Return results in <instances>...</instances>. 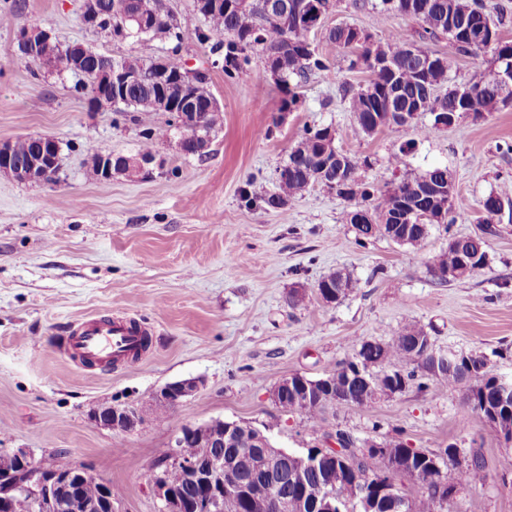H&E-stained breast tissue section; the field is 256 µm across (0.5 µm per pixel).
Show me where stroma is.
Here are the masks:
<instances>
[{
    "mask_svg": "<svg viewBox=\"0 0 512 512\" xmlns=\"http://www.w3.org/2000/svg\"><path fill=\"white\" fill-rule=\"evenodd\" d=\"M81 5L0 0V14L10 19L0 25V140L47 135L65 145L57 183L0 176V452L23 448L51 467L64 451L117 490L112 512H158L142 475L186 425L241 422L293 452L336 431L431 453L453 444L461 456L476 450L484 458L483 469L460 486L457 512H512V470L503 468L512 442L465 405L462 390L421 372L400 393L330 409L316 421L272 399L284 378H319L350 358L357 341L394 337L411 320L429 332L434 352H483L512 379V205L496 216L493 234L478 222L483 199L512 186V107L464 113L435 131L425 114L364 134L341 87L363 86L368 75L337 58L326 32L348 25L377 43L393 33L417 38L420 23L406 14L345 7L329 14L312 42L332 57L331 69L310 76L284 115V93L266 76L262 54L232 79L214 66L210 44L194 36L205 25L194 0H170L184 34L178 45L113 41L82 23ZM31 25L62 44L81 42L110 56H163L206 71L223 115L209 155L186 157L164 143L163 171L89 180L94 153H136L140 131L165 124L168 115L119 120L76 92L74 77L33 75L13 56L18 30ZM328 124L339 150L369 158L367 177L376 183L446 167L457 223L434 228L420 249L384 238L362 246L342 221L344 201L321 188L281 209L242 201L245 188L275 191L276 170L304 129ZM480 234L487 265L438 283L431 259L449 236ZM339 270L358 282L349 296L289 306V289H314ZM91 315L138 320L152 335L149 349L111 366L76 367L59 338ZM189 378L198 380L197 391L159 410L154 392ZM104 404L135 408L143 422L131 433L99 427L91 413Z\"/></svg>",
    "mask_w": 512,
    "mask_h": 512,
    "instance_id": "obj_1",
    "label": "stroma"
}]
</instances>
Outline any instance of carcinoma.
I'll list each match as a JSON object with an SVG mask.
<instances>
[{"instance_id":"cac0c4a2","label":"carcinoma","mask_w":512,"mask_h":512,"mask_svg":"<svg viewBox=\"0 0 512 512\" xmlns=\"http://www.w3.org/2000/svg\"><path fill=\"white\" fill-rule=\"evenodd\" d=\"M141 0H98L99 12L112 14L114 4L124 6L129 13L138 10ZM224 6L209 9L196 2L199 13L206 21V27L197 32L198 40L214 42L215 49L224 51V75L232 78L249 65L251 54L260 53L269 58L282 50L286 41H291L287 54L279 56L280 71L275 78L286 98L282 101V110L291 111L297 103L293 88L308 80L320 71L329 69V60L312 47L307 35L295 27L283 28L279 14L270 9V5L284 2L295 5L297 0H251L245 6L238 5L239 0H222ZM419 8L413 17L421 23L418 35L421 39H434L440 36L448 39V51L436 53L420 46L418 50L435 57L436 63L427 75L417 72L418 59L407 48L409 39L400 34L391 35L383 45V52L389 58L386 67L374 68L369 63L376 47L372 43L360 45L362 52L355 55L352 46L354 28L338 26L329 32V40L336 48V55L347 62L350 70L364 69L369 74L367 86L355 89L343 87L349 99L350 111L355 115L360 129L370 135L383 123L377 121L382 112L404 113L413 119L419 114L431 115L430 129L437 128L436 112H471L481 116L504 108L505 100L512 98V89H502L491 82V78L482 77L465 84L469 89L467 99L457 98V86L448 84V69L458 56L475 54L492 48V60L497 68L512 65V42H503L499 38L492 13L496 4L492 0H416ZM356 9L368 6L379 12L408 13V0H351ZM155 24L145 34L137 32L134 23H129L125 39L133 42L163 40L175 38L182 40L181 32L166 29V19L172 15L168 0H153ZM458 20L473 36L466 40L461 35L448 31L449 18ZM54 73L78 75L75 57L69 50L59 49L52 57ZM131 66H138L145 76L136 86L119 91L120 102H104V106L114 108L121 116L133 121L137 112H178L196 111L206 127V132L215 133L221 122V109L208 108L212 94L207 86V78L201 79L192 95L193 101L186 103V97L177 91L168 96L160 94L156 84L148 73L153 69L152 58L129 55L121 59ZM178 133L175 123L170 121L164 126L148 127L140 131V144L137 155H150L157 152V146L170 140ZM35 141L31 137H18L14 140L12 158L23 163L33 154ZM335 130L323 126L305 131L301 140L288 154V159L280 165V177L276 178V191L273 193H254L244 191V199L249 205L279 209L304 195L310 189L325 187L327 182L341 176L349 188L342 197L346 207L342 212L343 221L354 229L356 239L364 244L382 236L400 245L420 248L425 245L431 224H394L392 216L399 198L396 190L404 197L418 199L428 193L433 185L445 184L450 178L448 168L435 167L412 179L405 178L397 183L377 187L369 182L366 170L370 167L368 159L344 153L341 159L326 165V158L334 156ZM503 196L490 193L482 202L486 213V223H491L493 215L503 206ZM367 211V221L354 223V212ZM488 261L487 244L481 237H452L448 239V248L433 258L430 270L441 283H451L473 276L482 270ZM451 273V277L438 276V273ZM357 287V281L348 273L338 271L322 278L316 285L317 302L324 305L334 304L345 298ZM429 333L416 322H408L393 339L378 342L363 339L356 344L353 356L341 362L333 371L336 386L331 390L320 387V380L312 385L318 387L319 394L306 403L295 402L291 391H285L279 407L291 413L305 414L317 419L328 408L335 406L341 399L348 405L363 406L383 395L403 390L416 376V370L436 378L440 384L450 389L466 388L465 404L472 411L480 413L486 407L499 405L496 398L499 374L490 365L488 357L482 352L468 355H451L445 361L433 358ZM255 434V428L242 424L239 437L243 442L236 446H224V425L218 423L209 429V437L203 444L195 438H184L181 454L187 461L205 460L222 455L234 477L239 481L255 484L257 473L255 461L261 454V448L249 444ZM397 463L403 466L401 477L408 478L420 486L417 496L407 497L406 504H396L387 500L379 512H455L454 497L448 488L468 481L472 473L483 467L480 456L474 454L465 463H456V482L442 484L440 472L417 448H410L401 441H384ZM330 449L308 448L303 455L308 460L321 456L318 466L305 469L302 489L294 488L290 481H284L281 493L294 500L299 496L314 499L329 491L336 496V509L340 512H362L363 505L354 498L353 488L346 474L348 466L341 454L326 456ZM169 449L160 451L153 467L145 474L146 483H151L154 468L165 469V475L172 491L176 492L181 507L188 509L197 500L207 496L208 491L193 485L186 479L182 467L169 463ZM223 512H255L250 501L241 496L224 499Z\"/></svg>"}]
</instances>
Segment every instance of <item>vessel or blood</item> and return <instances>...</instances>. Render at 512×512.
Returning <instances> with one entry per match:
<instances>
[{"mask_svg": "<svg viewBox=\"0 0 512 512\" xmlns=\"http://www.w3.org/2000/svg\"><path fill=\"white\" fill-rule=\"evenodd\" d=\"M148 336L145 328L131 320L92 318L71 324L60 345L79 366L119 363L140 351Z\"/></svg>", "mask_w": 512, "mask_h": 512, "instance_id": "obj_1", "label": "vessel or blood"}]
</instances>
